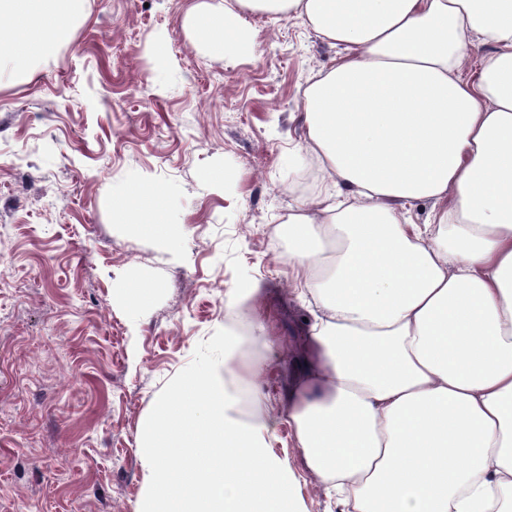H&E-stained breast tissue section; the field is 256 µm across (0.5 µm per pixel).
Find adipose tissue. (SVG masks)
I'll list each match as a JSON object with an SVG mask.
<instances>
[{
    "label": "adipose tissue",
    "mask_w": 512,
    "mask_h": 512,
    "mask_svg": "<svg viewBox=\"0 0 512 512\" xmlns=\"http://www.w3.org/2000/svg\"><path fill=\"white\" fill-rule=\"evenodd\" d=\"M83 2L0 0V57L51 55ZM239 8L342 50L303 106L338 199L287 220L312 356L274 416L238 413L225 358L179 377L145 436L149 512H300L267 453L281 420L342 512H512V0H229L221 29L192 21L209 48L250 49ZM139 205L141 231L175 245L163 195Z\"/></svg>",
    "instance_id": "adipose-tissue-1"
}]
</instances>
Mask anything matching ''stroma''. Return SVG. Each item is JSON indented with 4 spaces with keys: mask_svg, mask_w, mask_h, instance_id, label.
I'll list each match as a JSON object with an SVG mask.
<instances>
[{
    "mask_svg": "<svg viewBox=\"0 0 512 512\" xmlns=\"http://www.w3.org/2000/svg\"><path fill=\"white\" fill-rule=\"evenodd\" d=\"M224 0H85L54 54L0 62V512H140L148 417L206 354L241 282L264 297L225 374L276 412L310 348L287 235L301 198L304 91L338 50L242 11L252 51L200 43ZM162 193L169 248L114 222L130 176ZM271 453L303 512H340L293 432Z\"/></svg>",
    "mask_w": 512,
    "mask_h": 512,
    "instance_id": "obj_1",
    "label": "stroma"
}]
</instances>
